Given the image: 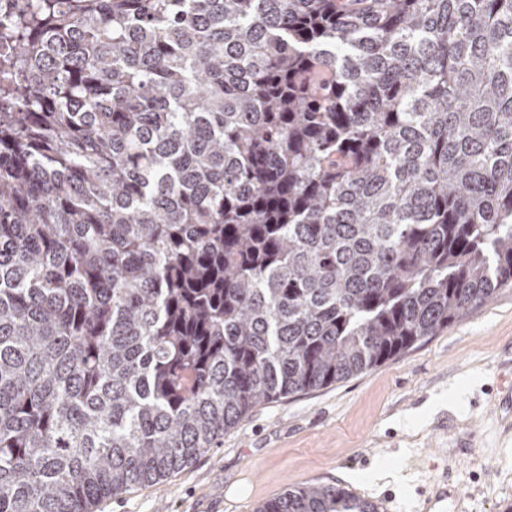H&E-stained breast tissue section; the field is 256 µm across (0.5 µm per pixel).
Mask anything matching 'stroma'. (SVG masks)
<instances>
[{"label": "stroma", "mask_w": 512, "mask_h": 512, "mask_svg": "<svg viewBox=\"0 0 512 512\" xmlns=\"http://www.w3.org/2000/svg\"><path fill=\"white\" fill-rule=\"evenodd\" d=\"M512 287L424 344L333 385L254 408L218 447L97 512H253L290 487L337 484L380 512H512Z\"/></svg>", "instance_id": "obj_1"}]
</instances>
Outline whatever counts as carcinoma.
Returning <instances> with one entry per match:
<instances>
[{
	"instance_id": "cac0c4a2",
	"label": "carcinoma",
	"mask_w": 512,
	"mask_h": 512,
	"mask_svg": "<svg viewBox=\"0 0 512 512\" xmlns=\"http://www.w3.org/2000/svg\"><path fill=\"white\" fill-rule=\"evenodd\" d=\"M33 2L0 20V512L154 485L512 285V0Z\"/></svg>"
}]
</instances>
